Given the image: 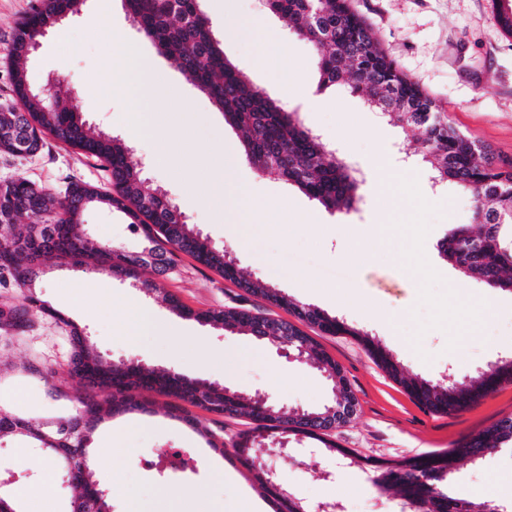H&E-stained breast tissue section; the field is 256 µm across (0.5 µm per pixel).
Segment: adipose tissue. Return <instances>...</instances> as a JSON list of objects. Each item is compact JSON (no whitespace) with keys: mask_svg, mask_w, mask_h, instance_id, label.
Here are the masks:
<instances>
[{"mask_svg":"<svg viewBox=\"0 0 512 512\" xmlns=\"http://www.w3.org/2000/svg\"><path fill=\"white\" fill-rule=\"evenodd\" d=\"M112 91L130 99L134 106L132 130L157 141L154 163L161 168L178 166L197 206L213 213L225 231L243 244H252L259 233L273 224L277 211L235 182L217 179L220 168L234 164L231 157L213 160L210 153L190 139L175 140L170 128L154 110L157 99L173 94L174 88L141 57L136 45L116 46L112 61Z\"/></svg>","mask_w":512,"mask_h":512,"instance_id":"obj_1","label":"adipose tissue"}]
</instances>
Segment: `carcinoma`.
I'll use <instances>...</instances> for the list:
<instances>
[{"mask_svg": "<svg viewBox=\"0 0 512 512\" xmlns=\"http://www.w3.org/2000/svg\"><path fill=\"white\" fill-rule=\"evenodd\" d=\"M137 30L154 43L158 52L172 58L186 78L224 113L225 120L242 133V154L248 164L263 175H273L298 189L326 210L347 213L357 210L361 180L355 171L311 129L299 113L271 98L253 84L224 56L221 40L200 8L199 0H124ZM502 32L512 37V0H493ZM267 9L288 21L294 34L315 50L320 74L319 89L346 86L363 97L369 108L380 112L395 125L408 124L421 129L417 156L430 167L433 182L451 183L474 201V222L478 232L457 229L439 246L441 257L462 274L483 282L494 290L512 292V165L496 167L489 155L474 141L460 133L440 112H409L410 102L428 107L430 98L388 60L366 22L350 10L345 0H267ZM54 0H37V5L18 23L10 43L7 61L11 70L12 93L25 101L24 123L30 148L38 151L48 137L67 144L102 161L110 171L113 192H102L86 183H72L64 198L44 188L31 189V182L18 178L3 182L0 189V231H8L14 242L0 250V288H23L36 260L41 257L68 258L76 264L90 261L134 282L149 292L152 284L139 282V256L117 252L108 244L94 245L85 234V213L94 207L115 208L123 212L140 231L151 248L164 255L184 252L201 264L235 280L247 293L259 295L288 311L301 322L318 327L329 335L357 336L369 354L425 409L438 414L459 411L512 382V363L503 357L467 383L455 380L440 387L422 376H407L401 362L374 342L366 331L346 320L278 297L279 289L262 280H247L232 266L224 267L220 251L195 231L187 221H178L168 212V195L148 185L136 155L120 138L89 126L59 94L51 95L30 81L25 61L34 51L33 34L53 24ZM337 38L351 46L363 40L369 56L362 59L336 54L322 38ZM42 218V228L23 225L25 217ZM179 315L193 317L216 328L229 325L240 331L261 314L245 307L193 312L170 300ZM42 315L70 326L72 354L70 376L79 379L82 390L73 397L75 412L45 423L0 411V438L12 436L26 448L32 446L61 473L71 490L69 512H110L107 489L89 482L88 463L92 433L106 416L116 412L144 409L142 392H156L171 399L178 410L183 404L220 415L250 417L255 426L243 432L234 446V457L252 469L256 462L251 450L257 440L272 432L282 439L301 435L320 445L328 455L339 445L328 433L307 429L310 416L328 412L329 406L279 415V407L247 397L216 382L191 380L171 370H149L134 358L111 362L104 359L81 330L69 325L37 296L20 295L14 301H0V337L11 345L17 334ZM192 429L207 438L210 448L224 453V443L216 433L183 417ZM80 426L79 435L64 432L70 425ZM512 447V416L499 419L478 435L444 452L415 455L398 462L368 460L351 451L344 456L345 468L366 464L374 473V485L382 492L400 494L410 512H488L489 502L452 493L449 486L459 474V462H482L500 448Z\"/></svg>", "mask_w": 512, "mask_h": 512, "instance_id": "carcinoma-1", "label": "carcinoma"}]
</instances>
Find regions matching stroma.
<instances>
[{
  "instance_id": "35a3bbf8",
  "label": "stroma",
  "mask_w": 512,
  "mask_h": 512,
  "mask_svg": "<svg viewBox=\"0 0 512 512\" xmlns=\"http://www.w3.org/2000/svg\"><path fill=\"white\" fill-rule=\"evenodd\" d=\"M34 2L0 0V105L12 99L3 58L16 24ZM350 6L370 26L400 71L419 85L459 132L486 146L494 163L512 162V38L503 35L491 0H350ZM201 8L219 33L225 56L270 96L297 110L308 127L358 169L362 200L357 211L329 213L297 189L258 173L241 159L234 178L249 186L260 200L279 203L284 217L283 224L272 227L254 246L245 247L190 200L178 168L149 166L155 143L128 131L131 102L102 90L111 79V52L118 40L138 45L145 58L178 89V96L159 99L156 109L172 116L179 132L217 154L240 152L242 133L225 121L223 113L185 79L172 60L159 54L138 32L123 0H112L107 12L102 11L101 0H88L80 14L63 22L64 40H57L52 32L42 38L27 64L31 80L41 88L60 84L71 107L88 123L129 144L146 161L150 183L169 195L188 223L212 246L229 248L246 278L271 282L290 298L328 315L345 317L350 324L369 331L399 358L408 374L444 382L449 374L461 378L511 354L512 293L488 291L439 258L434 261L435 272L425 294L412 288V277L405 269L403 225L428 227L432 249L449 230L474 226V204L469 195L449 184L433 186L429 170L418 157H403L402 148L416 146L418 130L390 123L381 113L368 109L361 96L341 87L327 89L321 107L310 111L304 87L317 85L319 80L312 62L314 52L261 0H201ZM255 16L263 18L282 44L277 67L261 61L254 38H234L227 33L228 27L247 26ZM382 157L398 180L417 182L429 192V199L406 194L397 208L381 205L373 182L375 164ZM15 178L59 194L71 180L105 190L111 187L110 175L97 159L52 139L32 155L0 156V181ZM84 224L89 238L127 253H140L145 246L142 235L115 209H91ZM379 224L387 230L377 236L373 229ZM351 233L356 234L362 255L358 261L346 254ZM38 268L35 293L65 321L60 324L51 317H40L17 343L0 347V406L8 412L43 421L71 410L70 397L76 386L67 368L71 352L68 327L72 324L112 361L135 357L150 368L171 369L192 380L220 382L293 407H319L331 396L322 372L290 358L287 348L172 311L169 301L174 298L197 312L244 306L279 320L290 317L287 310L245 294L190 255L176 254L159 277L151 267H142L141 279L154 280L157 286L150 293L135 292L130 279L93 266L51 258L39 261ZM133 292L154 315L171 324L169 335H123L126 311L121 300ZM487 294L498 304L496 315L473 319L472 335H460L455 313L465 299ZM304 332L340 367L357 399L354 416L336 427L331 438L361 457L394 462L445 451L512 414V383L502 384L462 411L434 414L390 378L357 338L327 335L310 326ZM228 356L236 361L229 374L224 371ZM30 361L54 370L52 384L60 388V395H50L42 379L24 371V364ZM141 399L145 410L116 414L94 433L93 452L98 460L90 465L91 479L109 488L111 512H127L133 502L140 512H160L163 492L194 488L206 489L214 500L229 504L243 487L265 502L269 512H277L278 501L233 457L235 440L252 425L248 417H223L191 408V415L202 425L222 429L224 451L218 454L174 417L166 397L146 392ZM116 442L132 449L131 460L112 457ZM288 445V451L282 453L275 444L265 442L254 446L252 454L263 466L274 468L291 492L310 507L339 504L344 512H395L398 495L379 493L372 472L345 470L318 481L314 475L330 467V456L296 453L293 439ZM161 448L182 449L196 459L195 470L183 474L146 465V458ZM115 468L122 472L117 485L111 478ZM460 472L457 492L465 495L476 488L487 499L512 503V494L500 491L503 483L512 480L511 449L494 453L476 466L461 462ZM11 473L16 476L12 489L20 494L23 512H68L69 491L51 463L37 449L6 438L0 440V477Z\"/></svg>"
}]
</instances>
